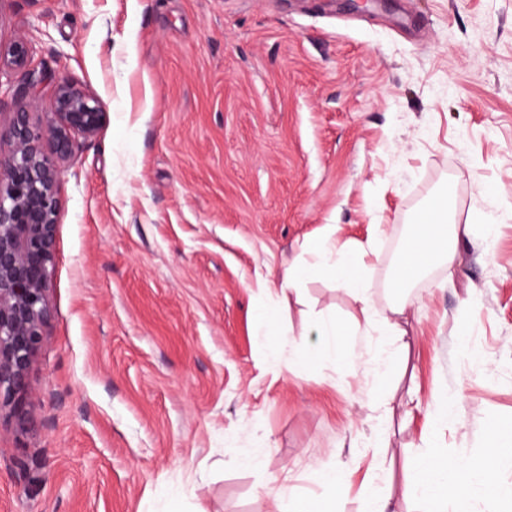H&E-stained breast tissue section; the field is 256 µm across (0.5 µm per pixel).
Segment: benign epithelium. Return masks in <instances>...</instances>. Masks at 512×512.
<instances>
[{
    "instance_id": "7a95c632",
    "label": "benign epithelium",
    "mask_w": 512,
    "mask_h": 512,
    "mask_svg": "<svg viewBox=\"0 0 512 512\" xmlns=\"http://www.w3.org/2000/svg\"><path fill=\"white\" fill-rule=\"evenodd\" d=\"M33 53L31 39L0 46V95L10 92L1 81L5 69L29 67L36 77ZM107 119L99 98L60 83L45 120L20 110L0 131V412L9 410L20 424L29 415L30 372L51 317L59 165L74 153L75 136H95Z\"/></svg>"
}]
</instances>
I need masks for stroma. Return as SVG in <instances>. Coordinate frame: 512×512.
I'll return each mask as SVG.
<instances>
[{
  "instance_id": "1",
  "label": "stroma",
  "mask_w": 512,
  "mask_h": 512,
  "mask_svg": "<svg viewBox=\"0 0 512 512\" xmlns=\"http://www.w3.org/2000/svg\"><path fill=\"white\" fill-rule=\"evenodd\" d=\"M109 118L60 164L52 318L25 427L0 419V512H424L404 472L512 434V0H0V43ZM447 195L453 259L383 310L409 225ZM329 238L332 263L307 242ZM364 255L372 320L332 265ZM295 262L280 316L255 318ZM336 315L362 363L321 357ZM453 411L436 421V401ZM313 266L307 264H297L284 270L281 276L280 290L283 294V301H287L286 291L296 290V285L303 282L311 276ZM318 336H321V340L317 345L297 351L295 358L287 364L288 370L300 368L321 355L332 357L338 361L343 360L342 336H345V328L336 320V316L327 317L319 325Z\"/></svg>"
}]
</instances>
